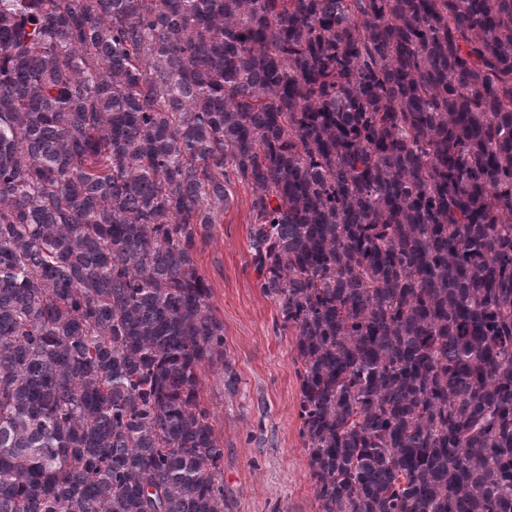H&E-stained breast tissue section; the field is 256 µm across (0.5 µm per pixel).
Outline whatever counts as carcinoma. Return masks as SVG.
<instances>
[{
	"label": "carcinoma",
	"instance_id": "cac0c4a2",
	"mask_svg": "<svg viewBox=\"0 0 512 512\" xmlns=\"http://www.w3.org/2000/svg\"><path fill=\"white\" fill-rule=\"evenodd\" d=\"M232 175L318 512H512V0H0V512L228 510Z\"/></svg>",
	"mask_w": 512,
	"mask_h": 512
}]
</instances>
